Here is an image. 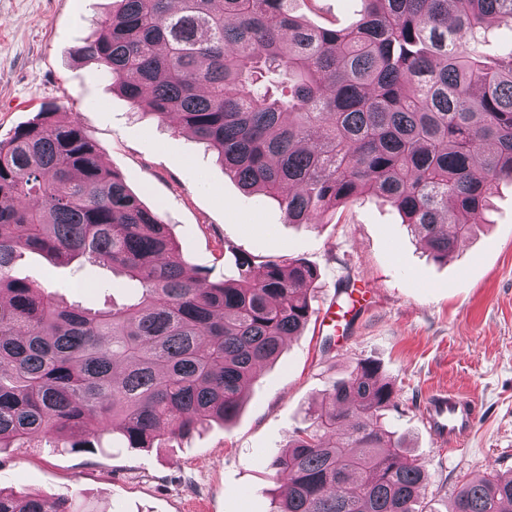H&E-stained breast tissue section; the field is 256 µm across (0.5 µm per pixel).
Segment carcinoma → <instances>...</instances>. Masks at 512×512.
Instances as JSON below:
<instances>
[{"mask_svg": "<svg viewBox=\"0 0 512 512\" xmlns=\"http://www.w3.org/2000/svg\"><path fill=\"white\" fill-rule=\"evenodd\" d=\"M345 28L313 27L288 0H113L80 55L132 105L177 120L290 224H320L366 192L386 198L446 260L512 182V41L475 57L512 0H364ZM23 251L106 268L130 292L96 310L13 275ZM300 260L191 273L159 212L103 165L74 112L44 107L0 139V449L38 436L82 452L177 444L239 412L259 368L314 309ZM379 366L324 390L273 461L274 512H418L424 469L384 411ZM512 475L465 483L453 512H504ZM0 512H99L83 496L19 495Z\"/></svg>", "mask_w": 512, "mask_h": 512, "instance_id": "cac0c4a2", "label": "carcinoma"}]
</instances>
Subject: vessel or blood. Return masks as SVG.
Instances as JSON below:
<instances>
[{
    "mask_svg": "<svg viewBox=\"0 0 512 512\" xmlns=\"http://www.w3.org/2000/svg\"><path fill=\"white\" fill-rule=\"evenodd\" d=\"M476 416V405L471 398L447 392L429 395L422 411L431 437L440 445L451 448L469 436Z\"/></svg>",
    "mask_w": 512,
    "mask_h": 512,
    "instance_id": "1",
    "label": "vessel or blood"
}]
</instances>
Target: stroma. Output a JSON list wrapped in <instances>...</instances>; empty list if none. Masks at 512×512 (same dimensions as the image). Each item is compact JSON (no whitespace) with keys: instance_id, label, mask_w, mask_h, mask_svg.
<instances>
[{"instance_id":"obj_1","label":"stroma","mask_w":512,"mask_h":512,"mask_svg":"<svg viewBox=\"0 0 512 512\" xmlns=\"http://www.w3.org/2000/svg\"><path fill=\"white\" fill-rule=\"evenodd\" d=\"M111 7L112 0H0V138L46 103L77 113L104 164L159 210L188 269L217 281L235 277L241 256L283 255L316 269L314 307L347 289L357 305L345 328L313 319L287 339L233 422L148 450L108 439L93 453L57 452L46 440L6 448L0 486L46 496L76 490L102 512H271L283 493L273 456L307 426L327 381L363 359L395 386L385 420L427 472L422 512H448L472 478L512 472V184L499 185L488 225L445 262L372 194L338 209L330 223H289L276 201L245 193L215 152L173 122L138 116L94 63L74 57ZM289 8L311 25L342 28L363 3L290 0ZM13 273L86 308L126 295L109 289V270L59 267L29 251ZM445 388L477 405L471 435L452 449L421 425L427 396Z\"/></svg>"}]
</instances>
